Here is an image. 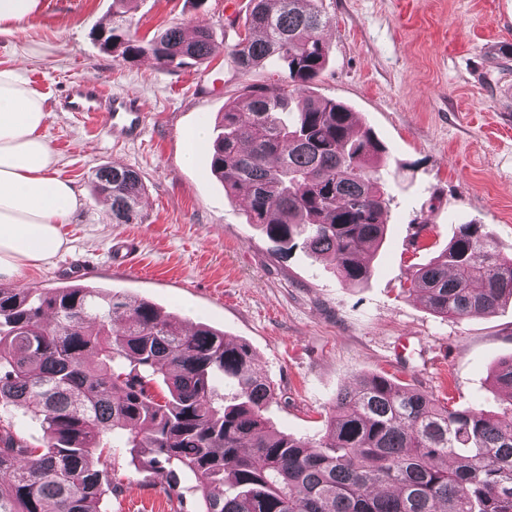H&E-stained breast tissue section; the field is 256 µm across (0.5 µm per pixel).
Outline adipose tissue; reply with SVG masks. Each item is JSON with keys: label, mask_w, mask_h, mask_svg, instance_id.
Returning <instances> with one entry per match:
<instances>
[{"label": "adipose tissue", "mask_w": 512, "mask_h": 512, "mask_svg": "<svg viewBox=\"0 0 512 512\" xmlns=\"http://www.w3.org/2000/svg\"><path fill=\"white\" fill-rule=\"evenodd\" d=\"M48 117L22 70L0 66V280L62 251L60 227L80 205L73 184L56 173Z\"/></svg>", "instance_id": "adipose-tissue-1"}]
</instances>
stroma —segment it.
Returning a JSON list of instances; mask_svg holds the SVG:
<instances>
[{
	"instance_id": "stroma-1",
	"label": "stroma",
	"mask_w": 512,
	"mask_h": 512,
	"mask_svg": "<svg viewBox=\"0 0 512 512\" xmlns=\"http://www.w3.org/2000/svg\"><path fill=\"white\" fill-rule=\"evenodd\" d=\"M250 0H128L130 31L148 39L173 25L208 30L209 63L161 67L103 52L94 34L112 0H42V12L0 36V63L18 64L44 95L46 132L81 206L61 232L66 250L22 270L16 288L102 286L144 298L191 327L249 345L277 397L266 416L279 430L325 439L337 390L380 373L459 409H496L491 373L512 354V302L461 321L431 314L410 293L414 273L444 249L457 225L484 224L512 255V72L499 49L512 45V0H318L331 23L330 50L314 97L346 104L357 129L387 150L389 227L366 254L371 275L344 285L330 259L303 243L275 251L210 170L211 153L185 164L184 133L216 127L242 86L282 80L280 65L237 71L231 52ZM84 78L137 97L145 130L117 142L98 121L64 111L59 96ZM119 165L145 185L136 224H116L94 188L96 169ZM118 489L103 512H197L194 496L164 492L160 476L117 453Z\"/></svg>"
}]
</instances>
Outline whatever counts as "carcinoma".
I'll use <instances>...</instances> for the list:
<instances>
[{
	"label": "carcinoma",
	"mask_w": 512,
	"mask_h": 512,
	"mask_svg": "<svg viewBox=\"0 0 512 512\" xmlns=\"http://www.w3.org/2000/svg\"><path fill=\"white\" fill-rule=\"evenodd\" d=\"M125 2L112 0L101 43L113 57L149 54L180 69L213 54L204 29L136 38ZM311 2L251 0L233 62L247 73L277 61L287 88L247 85L224 106L211 170L272 243L303 239L354 285L371 274L362 254L388 229L386 149L371 130L353 132L344 103L309 94L330 23ZM95 182L112 223H135L140 175L105 166ZM411 291L444 319L493 314L512 300V257L486 225L460 224ZM492 379L502 393L494 414L361 374L337 392L327 440L316 442L269 422L275 388L250 349L220 331L186 330L102 288H0V512H100L119 449L165 477L167 495L197 494L199 512H512V356ZM19 405L41 422L43 444L5 418Z\"/></svg>",
	"instance_id": "obj_1"
}]
</instances>
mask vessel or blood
Listing matches in <instances>:
<instances>
[{
  "label": "vessel or blood",
  "mask_w": 512,
  "mask_h": 512,
  "mask_svg": "<svg viewBox=\"0 0 512 512\" xmlns=\"http://www.w3.org/2000/svg\"><path fill=\"white\" fill-rule=\"evenodd\" d=\"M63 110L77 114H100L115 139H137L145 127V114L136 97L106 93L101 84L76 79L67 85L59 101Z\"/></svg>",
  "instance_id": "vessel-or-blood-1"
}]
</instances>
